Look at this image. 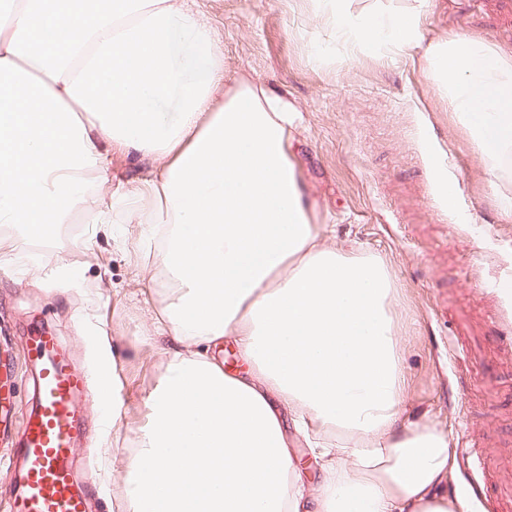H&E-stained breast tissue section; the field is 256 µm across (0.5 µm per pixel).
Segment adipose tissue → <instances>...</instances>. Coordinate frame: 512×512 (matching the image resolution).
<instances>
[{
    "label": "adipose tissue",
    "mask_w": 512,
    "mask_h": 512,
    "mask_svg": "<svg viewBox=\"0 0 512 512\" xmlns=\"http://www.w3.org/2000/svg\"><path fill=\"white\" fill-rule=\"evenodd\" d=\"M194 0H15L0 17V224L11 252L83 207L138 225L162 266L153 333L166 375L127 468L126 512H457L448 441L400 420L405 373L376 256L327 246L291 150L301 115L240 81ZM349 44L423 61L494 179L512 176V59L456 36L424 43L403 10L328 0ZM159 171L97 204L113 152ZM232 337L248 369L224 368ZM316 436L311 487L287 429Z\"/></svg>",
    "instance_id": "1"
}]
</instances>
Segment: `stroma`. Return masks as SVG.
Instances as JSON below:
<instances>
[{
	"instance_id": "35a3bbf8",
	"label": "stroma",
	"mask_w": 512,
	"mask_h": 512,
	"mask_svg": "<svg viewBox=\"0 0 512 512\" xmlns=\"http://www.w3.org/2000/svg\"><path fill=\"white\" fill-rule=\"evenodd\" d=\"M355 9H414L425 41L463 35L512 54V28L498 26L479 0H354ZM224 49V84L246 77L284 95L302 113L292 149L326 244L373 254L396 289L393 314L407 380L403 418L444 434L449 497L463 512H497L466 447L493 448L512 430V377L487 400L474 371L457 359L449 335L454 311L482 322L498 311L488 353L512 362L499 335L512 332V210L499 199L469 128L449 112L418 59L360 49L336 35L323 0H197ZM157 162L112 155L107 190L152 176ZM457 189L454 207L441 187ZM150 248L137 225L114 218L62 225L56 241L0 266V358L10 360L17 413L35 403L36 373L24 339L45 329L60 336L72 364L112 378L115 392L86 398L95 427L120 402L111 431L76 456H94L105 493L98 512H121L117 499L131 448L151 413L164 374L166 339H151L160 278L143 270Z\"/></svg>"
}]
</instances>
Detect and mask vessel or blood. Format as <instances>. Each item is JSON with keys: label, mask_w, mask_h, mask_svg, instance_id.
<instances>
[{"label": "vessel or blood", "mask_w": 512, "mask_h": 512, "mask_svg": "<svg viewBox=\"0 0 512 512\" xmlns=\"http://www.w3.org/2000/svg\"><path fill=\"white\" fill-rule=\"evenodd\" d=\"M453 334L462 342L463 360L476 371L485 392H492L503 365L484 354L486 334L465 316L452 320ZM28 354L38 368L35 404L20 423L13 454L22 483L11 512H90L89 492L79 490L73 460L83 434L78 407L96 381L88 370L72 366L58 336L37 331L27 339Z\"/></svg>", "instance_id": "1"}]
</instances>
